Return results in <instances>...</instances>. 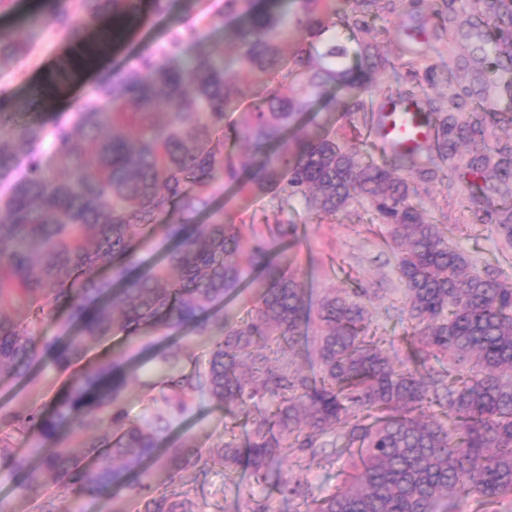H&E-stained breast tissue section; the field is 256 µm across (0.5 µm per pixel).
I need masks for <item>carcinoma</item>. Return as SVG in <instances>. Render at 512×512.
Masks as SVG:
<instances>
[{"mask_svg":"<svg viewBox=\"0 0 512 512\" xmlns=\"http://www.w3.org/2000/svg\"><path fill=\"white\" fill-rule=\"evenodd\" d=\"M42 13L76 43L107 14L137 19L140 0H43ZM224 14L243 23L224 28L223 41H207L214 17L198 12L101 80L75 112L0 132V179L11 181L0 197V379L32 383L44 358L68 371L88 337L107 344L186 328L210 344L203 360L179 338L153 354L141 385L157 393L140 418L125 407L127 371L107 355L73 373L50 410L1 412L0 475L37 497L57 491L39 512H85L93 499L197 512L180 473L199 465L231 481L247 470L302 499L304 512H448L456 501L500 512L512 500V281L452 247L448 226L413 202L418 191L400 170L422 171L435 158L495 181L470 185L473 214L512 250V142L461 112L455 93L447 111L421 115L432 141L392 147L391 162L378 163L349 145L356 125L308 127L328 89L371 90L379 31L340 14L336 0L267 12L254 0H224ZM482 16L497 36L478 51L511 93L512 0H483ZM338 25L358 46L354 67L342 66L348 49L327 36ZM31 55L0 34V73ZM75 68L61 61L48 86H65ZM21 153L27 169L15 178ZM224 186L244 207L270 197L280 218L268 235H248L216 204ZM296 198L320 219L359 207L375 216L402 284L403 356L391 357L372 328L368 290L329 288L311 301L280 249L296 236ZM160 229L173 247L142 258ZM104 271L116 287L104 286ZM240 296L250 304L241 319L224 309ZM61 309L72 334L42 335ZM309 325L315 368H295ZM203 401L245 422V437L231 427L215 448L171 438ZM337 431L349 470L315 494L301 471ZM34 432L41 447L19 448Z\"/></svg>","mask_w":512,"mask_h":512,"instance_id":"1","label":"carcinoma"}]
</instances>
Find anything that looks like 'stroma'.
Segmentation results:
<instances>
[{"label": "stroma", "mask_w": 512, "mask_h": 512, "mask_svg": "<svg viewBox=\"0 0 512 512\" xmlns=\"http://www.w3.org/2000/svg\"><path fill=\"white\" fill-rule=\"evenodd\" d=\"M34 8L33 0H12L0 9V33L34 45L33 54L22 60L13 73L0 74V110L9 113L13 124L19 126L72 111L104 76L134 63L139 51L162 41L189 15L210 13L216 24L207 31L208 40L224 37L223 0H170L163 14L153 11L151 0H142L139 19L130 25L128 34L115 48L92 60L67 94L53 98L48 94L46 78L63 56L72 54L73 48L46 29L30 24ZM481 9L482 0H393L390 10L370 17V24L380 32L378 54L389 59L391 66L375 70L377 88L363 94V101L377 102L390 92L405 97L422 92L432 98L442 97L449 93L447 76L453 72L471 91L469 108L491 100L496 111L512 113V98L501 94L481 74L477 50L481 40L473 26ZM468 189L462 173L440 172L428 183L419 204L436 223L463 225V232L455 233L451 243L479 268H490L512 279V254L502 250L498 238L488 229L469 224ZM290 209L297 236L288 258L312 297L339 286L375 289L369 305L373 323L387 341L400 342L407 323L395 308L393 292L399 287L396 261L382 230L371 225L370 214L362 211L326 224L314 219L300 201H291ZM111 347L122 351L125 367L137 377L126 391L125 403L131 417L142 416L147 402L139 379L153 366L150 354L137 342L116 339ZM36 370L38 385L34 388L22 380L0 381V408L10 409L24 402L39 406L56 399L68 374L57 372L46 359L38 362ZM224 426L223 409L205 402L192 416L178 422L173 432L214 446L223 441ZM183 480L196 488L201 512H233L236 502L268 494L245 471L234 482L217 469L189 470L184 472Z\"/></svg>", "instance_id": "35a3bbf8"}]
</instances>
